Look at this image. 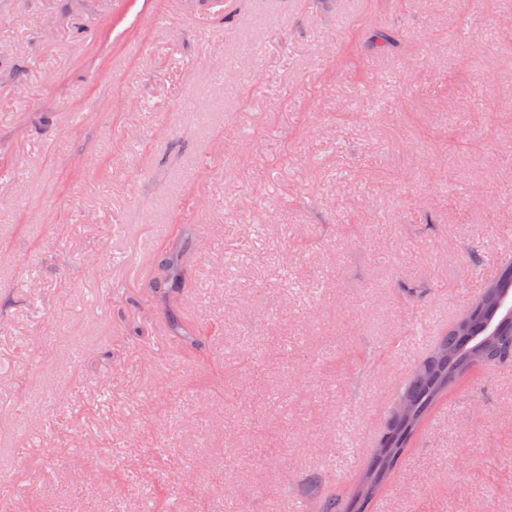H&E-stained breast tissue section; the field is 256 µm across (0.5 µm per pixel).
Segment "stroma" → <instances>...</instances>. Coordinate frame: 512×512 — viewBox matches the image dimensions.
<instances>
[{
  "mask_svg": "<svg viewBox=\"0 0 512 512\" xmlns=\"http://www.w3.org/2000/svg\"><path fill=\"white\" fill-rule=\"evenodd\" d=\"M506 260L512 0H0V512H321ZM372 510L512 512V366ZM184 269L174 262H167L162 266V273L156 277L151 283L149 288L160 295H168L178 288L182 282Z\"/></svg>",
  "mask_w": 512,
  "mask_h": 512,
  "instance_id": "1",
  "label": "stroma"
}]
</instances>
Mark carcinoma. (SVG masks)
Returning <instances> with one entry per match:
<instances>
[{"label": "carcinoma", "instance_id": "carcinoma-1", "mask_svg": "<svg viewBox=\"0 0 512 512\" xmlns=\"http://www.w3.org/2000/svg\"><path fill=\"white\" fill-rule=\"evenodd\" d=\"M365 42L391 50L399 39L373 30ZM183 275L182 267L167 262L150 287L160 295H168L179 287ZM497 293L512 295V262L501 265L495 276L484 283L467 312L414 367L397 395L407 405V413L401 417L388 415L378 438L380 451L371 455L353 496L342 504L332 498L326 500L322 512H372L379 490L448 389L476 366L512 364V308L494 304L492 298Z\"/></svg>", "mask_w": 512, "mask_h": 512}]
</instances>
